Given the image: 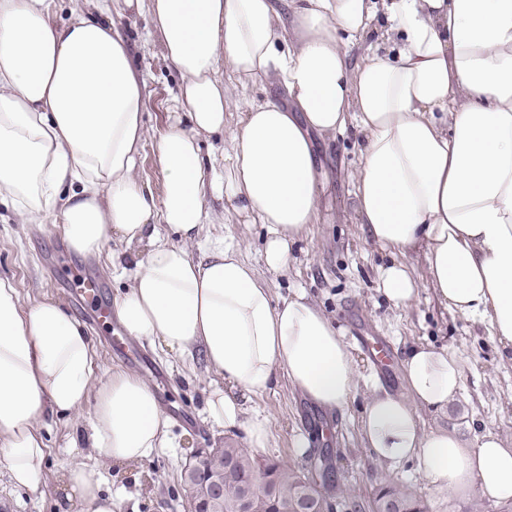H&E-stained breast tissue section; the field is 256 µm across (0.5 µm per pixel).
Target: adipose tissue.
Masks as SVG:
<instances>
[{
  "label": "adipose tissue",
  "instance_id": "ef3b65f1",
  "mask_svg": "<svg viewBox=\"0 0 512 512\" xmlns=\"http://www.w3.org/2000/svg\"><path fill=\"white\" fill-rule=\"evenodd\" d=\"M53 0H0V200L30 223L59 216L81 255L101 254L111 234L147 243L131 287L116 299L128 336L169 350L198 348L224 380L204 412L264 448L266 418L243 398L279 375L317 405L341 410L361 376L340 330L299 295L274 304L232 244L201 242L203 188L239 197L266 230L265 262L285 271L291 244L317 219L313 134L354 127L365 145L355 208L380 249L424 256L440 302L488 322L512 353V0H148L165 58L182 77L174 119L155 142L161 201L134 179L145 142L142 81L118 29L96 14L52 23ZM385 23L394 53L351 63L347 43ZM295 48L280 53L285 40ZM226 65L240 78L276 71L294 110L251 103L230 133L223 172L207 171L201 134L224 128ZM380 293L409 306L418 284L397 261ZM84 327L51 299L22 305L0 279V455L14 487L45 484L39 423L91 406V444L115 464L171 448V419L152 387L112 371L94 379ZM406 391L374 388L362 433L378 462L414 464L435 487L512 500V448L493 434L469 448L444 429L423 431L418 408L446 410L463 390L455 351L418 345L402 360ZM66 479L80 512H116L93 471Z\"/></svg>",
  "mask_w": 512,
  "mask_h": 512
}]
</instances>
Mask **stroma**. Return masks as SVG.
I'll return each mask as SVG.
<instances>
[{"mask_svg":"<svg viewBox=\"0 0 512 512\" xmlns=\"http://www.w3.org/2000/svg\"><path fill=\"white\" fill-rule=\"evenodd\" d=\"M111 19L125 37L144 78L146 141L134 176L158 200L163 194L164 176L154 143L172 120L171 110L182 80L150 32L148 0L120 5ZM217 76L223 80L232 105L224 114L223 131L201 138L200 154L204 165L220 171L231 149L228 132L243 118L244 103L275 100L284 104L288 96L272 73L242 80L222 66ZM361 149L359 136L351 132L316 138L320 179L317 222L292 245L286 271L276 274L268 269L263 252L265 230L253 223L240 200L206 194L204 205L210 222L203 227V238L238 244L257 280L269 288L274 300L305 293L341 329L361 374L375 377L379 370L366 348L355 344L356 332L364 331L389 344L392 376L385 385L388 391L405 388L402 355L408 347L427 344L456 350L464 373L463 391L447 414L419 408L423 428L448 429L471 448L487 433L512 447V359L500 355L489 324L474 323L447 310L428 284L425 261L419 254L404 258L420 284L410 306L394 307L379 293L380 271L393 257L368 241L355 213L353 191ZM58 224L55 216L40 224L24 223L11 202L1 201L0 279L13 284L23 304L53 299L73 315L78 302L68 291L67 277L87 272L105 281L106 301L114 303L131 284L129 277L118 276L117 267L128 266L136 255L146 254L147 244L130 246L115 236L100 256L83 257L69 249ZM81 322L95 346V380L105 379L115 368L134 372L152 386L158 403L180 409L181 416L174 419L170 433L175 447L141 463L119 466L92 448L88 412L49 419L44 423L48 449L43 495L15 488L0 462V503H8V512H59L66 499L62 482L65 470L83 465L102 477L105 490L117 494L118 512H187L192 491L182 478L185 464L230 441L242 448L247 445L244 432L224 431L203 412L208 393L223 387V379L207 369L200 354H180L146 341L139 344L145 363L124 361L110 346V321L85 316ZM370 393V388L359 387L345 409L328 411L305 398L283 376L269 391L246 400L245 405L249 412L269 421L270 434L262 457L305 472L321 449H329L336 483L349 489V498L359 503L369 504L374 488L391 481L410 486L425 501L428 512H512V501L497 503L472 491L438 490L413 466L391 469L376 461L360 427L362 407ZM301 438L307 440V449L297 448Z\"/></svg>","mask_w":512,"mask_h":512,"instance_id":"35a3bbf8","label":"stroma"}]
</instances>
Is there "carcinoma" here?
<instances>
[{
  "instance_id": "carcinoma-1",
  "label": "carcinoma",
  "mask_w": 512,
  "mask_h": 512,
  "mask_svg": "<svg viewBox=\"0 0 512 512\" xmlns=\"http://www.w3.org/2000/svg\"><path fill=\"white\" fill-rule=\"evenodd\" d=\"M208 473H216L224 480V502L236 499L243 487L257 473L271 478L275 487L274 497L260 500L256 512H294V503L303 498L316 512H332L333 505L328 497L331 476L329 460H321V480L289 468L283 463L271 459H260L245 448L228 444L217 449L203 464ZM392 499L400 505L403 512H426V506L413 493L397 485H385L377 489L373 503Z\"/></svg>"
}]
</instances>
